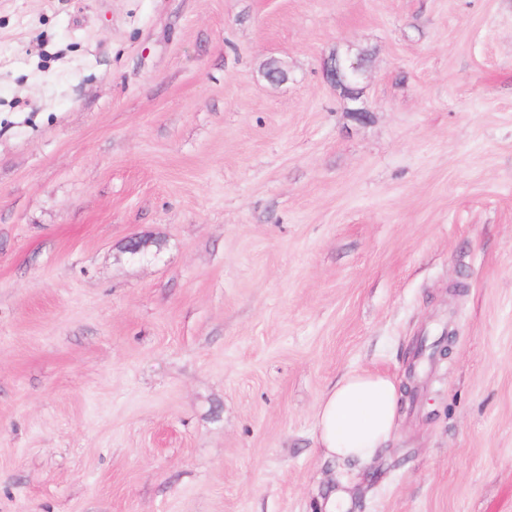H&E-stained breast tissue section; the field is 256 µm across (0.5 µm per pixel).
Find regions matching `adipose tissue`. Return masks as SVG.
<instances>
[{"mask_svg": "<svg viewBox=\"0 0 512 512\" xmlns=\"http://www.w3.org/2000/svg\"><path fill=\"white\" fill-rule=\"evenodd\" d=\"M402 398L400 384L386 373L346 372L317 404L316 447L331 458L371 462L394 435Z\"/></svg>", "mask_w": 512, "mask_h": 512, "instance_id": "adipose-tissue-1", "label": "adipose tissue"}]
</instances>
